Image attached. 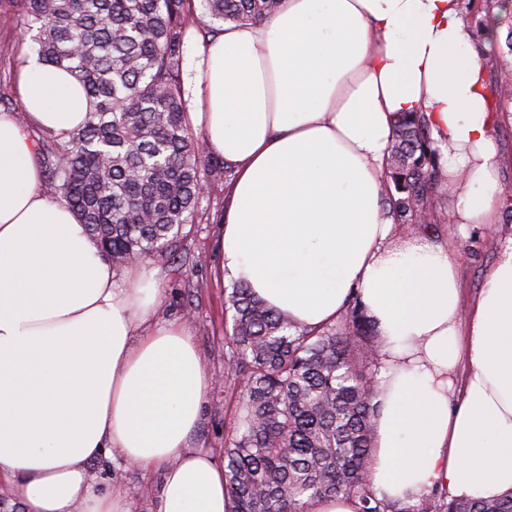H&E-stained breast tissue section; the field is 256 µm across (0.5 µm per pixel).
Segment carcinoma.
<instances>
[{"label": "carcinoma", "instance_id": "1", "mask_svg": "<svg viewBox=\"0 0 512 512\" xmlns=\"http://www.w3.org/2000/svg\"><path fill=\"white\" fill-rule=\"evenodd\" d=\"M215 37L226 22H258L280 0H201ZM39 58L73 73L88 103L84 126L42 141L48 193L79 216L120 273L177 248L194 222L201 186L232 182L225 162L204 158L184 98L186 21L195 0H8ZM440 149L423 112L394 124L381 200L397 224L437 222L448 210ZM226 379L237 388L222 461L229 512H309L344 495L358 512H410L372 493L378 329L360 301L336 323L302 328L248 286L228 296ZM420 512H512V492L486 500L437 492Z\"/></svg>", "mask_w": 512, "mask_h": 512}]
</instances>
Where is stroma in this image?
Masks as SVG:
<instances>
[{"label":"stroma","instance_id":"obj_1","mask_svg":"<svg viewBox=\"0 0 512 512\" xmlns=\"http://www.w3.org/2000/svg\"><path fill=\"white\" fill-rule=\"evenodd\" d=\"M25 35L17 15L0 10V93L18 109L13 87L4 79H15L21 64L18 46ZM224 184L208 185L201 200L195 223L187 225L181 241V256L170 259L156 256L144 264L156 272L162 288L160 302L152 319L156 322L185 324L198 348L204 367L213 378L208 389L201 420L192 438L193 444L221 450L224 436L233 421L235 400L224 384V341L231 320L225 315V300L231 284L217 272L219 215L224 210ZM452 242L458 252V279L463 304H470L479 294L486 277L498 258L503 240L512 237V213H502L499 223L488 226L454 223L452 215H443L438 223L425 227L401 224L399 240L412 239L420 233ZM99 482L115 481L126 492L132 512H156L158 470H142L124 464L120 459L101 456L91 465Z\"/></svg>","mask_w":512,"mask_h":512}]
</instances>
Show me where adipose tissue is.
Returning <instances> with one entry per match:
<instances>
[{
  "label": "adipose tissue",
  "mask_w": 512,
  "mask_h": 512,
  "mask_svg": "<svg viewBox=\"0 0 512 512\" xmlns=\"http://www.w3.org/2000/svg\"><path fill=\"white\" fill-rule=\"evenodd\" d=\"M187 117L232 166L219 272L304 328L351 297L381 344L378 498L512 490V239L476 301L457 257L400 242L380 175L397 114L422 112L458 224H493L492 132L505 119L469 37L463 0H281L193 46ZM19 124L0 113V491L22 512H131L99 488L101 455L163 467L157 512H229L224 465L190 447L212 384L185 326L150 324L159 281L116 275L63 201L46 195L26 126L66 136L86 98L69 72L24 51Z\"/></svg>",
  "instance_id": "1"
}]
</instances>
